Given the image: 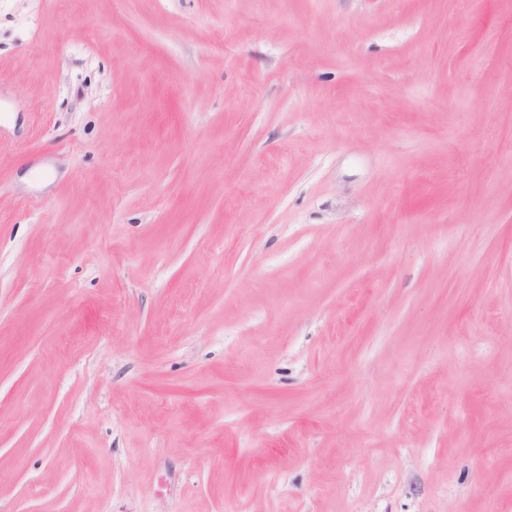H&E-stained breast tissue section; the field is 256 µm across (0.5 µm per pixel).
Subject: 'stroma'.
Here are the masks:
<instances>
[{"label":"stroma","instance_id":"35a3bbf8","mask_svg":"<svg viewBox=\"0 0 512 512\" xmlns=\"http://www.w3.org/2000/svg\"><path fill=\"white\" fill-rule=\"evenodd\" d=\"M0 512H512V0H0Z\"/></svg>","mask_w":512,"mask_h":512}]
</instances>
